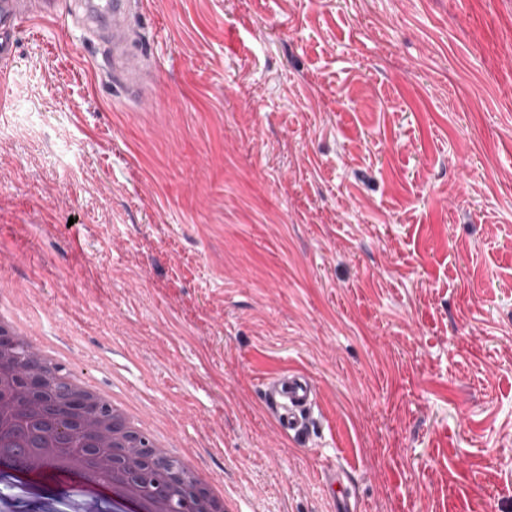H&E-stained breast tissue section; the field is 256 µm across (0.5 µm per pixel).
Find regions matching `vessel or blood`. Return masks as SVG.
Listing matches in <instances>:
<instances>
[{
    "mask_svg": "<svg viewBox=\"0 0 512 512\" xmlns=\"http://www.w3.org/2000/svg\"><path fill=\"white\" fill-rule=\"evenodd\" d=\"M58 0H43L40 10H30L27 0H0V61L12 59L17 36L34 21L60 17ZM144 0H77L75 12L84 25L107 36L112 45V76L116 85L130 95H141L139 58L128 48L126 18L130 9H144ZM273 416L286 432H301L306 413L313 403L314 389L309 379L297 372L279 374L266 384Z\"/></svg>",
    "mask_w": 512,
    "mask_h": 512,
    "instance_id": "1",
    "label": "vessel or blood"
}]
</instances>
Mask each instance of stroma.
I'll list each match as a JSON object with an SVG mask.
<instances>
[{
  "label": "stroma",
  "mask_w": 512,
  "mask_h": 512,
  "mask_svg": "<svg viewBox=\"0 0 512 512\" xmlns=\"http://www.w3.org/2000/svg\"><path fill=\"white\" fill-rule=\"evenodd\" d=\"M0 112L17 315L241 512H512V0H146ZM315 400L282 431L267 377ZM75 12L93 32L107 36L112 44V76L115 84L129 95L144 99L140 84L141 68L138 55L128 49L126 18L131 7L143 11V0L75 1Z\"/></svg>",
  "instance_id": "1"
}]
</instances>
